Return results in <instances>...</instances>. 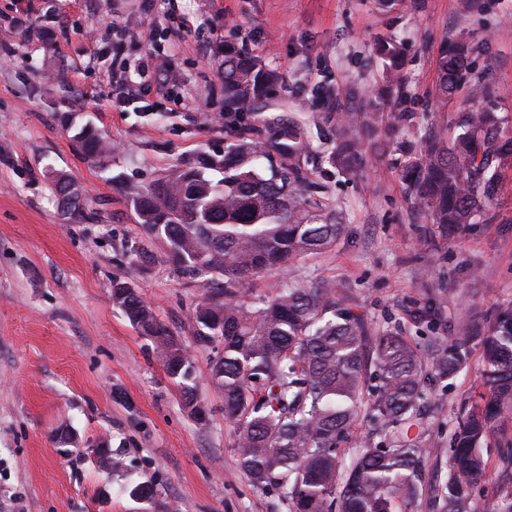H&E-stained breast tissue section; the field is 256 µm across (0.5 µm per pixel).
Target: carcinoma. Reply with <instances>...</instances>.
Wrapping results in <instances>:
<instances>
[{"label": "carcinoma", "instance_id": "obj_1", "mask_svg": "<svg viewBox=\"0 0 512 512\" xmlns=\"http://www.w3.org/2000/svg\"><path fill=\"white\" fill-rule=\"evenodd\" d=\"M473 47L457 39L438 59V95L446 99L465 78ZM382 86L362 109L321 113L311 136L298 122H247L279 73L234 48H224V154L201 155L165 172L149 189L132 194L129 207L146 234L166 244L173 266L206 278L194 310L197 344L221 353L214 377L224 390V418L235 428L240 467L256 486L281 489L290 512H397L422 494L423 473L437 451L425 434L419 402L436 382L466 366L470 345L483 347V391L453 435L445 481L433 487L437 512H512V488L478 507L473 488L488 466L484 448L512 422V309L497 313L485 331L468 329L449 343L425 344L398 331L371 332L365 318L329 284L288 285L252 302L238 285L266 271L284 270L295 258L332 245L343 224L316 199L327 186L311 179L323 161L342 175L366 162L381 106L392 110V130L413 118L405 77V47L390 37L376 45ZM501 119L487 107L457 113L455 134L431 130L418 145L400 143L394 167L415 210L441 234L489 222L500 169L512 156ZM76 138L89 156L107 143L89 127ZM223 178L213 182L207 171ZM61 198L78 199L69 213L82 215L81 196L64 177L53 182ZM152 254L136 251L130 276L112 286V303L153 339L168 376L180 387L197 420L193 356L141 297L135 278ZM448 303L441 288L415 312L428 322ZM380 432L359 441L350 461L341 444L363 420ZM130 497L153 501L154 485L130 483Z\"/></svg>", "mask_w": 512, "mask_h": 512}]
</instances>
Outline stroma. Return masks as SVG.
Masks as SVG:
<instances>
[{
    "label": "stroma",
    "instance_id": "35a3bbf8",
    "mask_svg": "<svg viewBox=\"0 0 512 512\" xmlns=\"http://www.w3.org/2000/svg\"><path fill=\"white\" fill-rule=\"evenodd\" d=\"M403 39L414 119L451 133L476 96L475 78L512 88V0H417L408 12L377 0H0V512H288L275 486H254L239 467L217 352H194L197 422L154 344L112 304L134 249L156 260L136 281L157 318L193 344L201 279L178 275L160 242H147L127 205L169 168L224 150L220 64L228 44L246 47L282 83L258 108L262 119L315 128L335 105L354 106L378 86L374 47ZM474 51L458 92L436 101L438 54L448 40ZM162 61L158 87L113 95L142 64ZM92 127L109 144L86 155L75 135ZM64 176L85 198L72 217L51 190ZM344 231L325 251L243 284L253 299L284 284L333 283L375 331L452 339L467 324L512 308V157L501 169L493 223L446 237L430 234L407 200L389 156L371 155L354 176L317 168ZM448 303L432 324L409 311L432 289ZM482 351L427 393L423 423L441 452L427 479L441 483L447 448L482 380ZM106 440L119 469L91 451ZM154 483L155 501L132 499L128 479Z\"/></svg>",
    "mask_w": 512,
    "mask_h": 512
}]
</instances>
